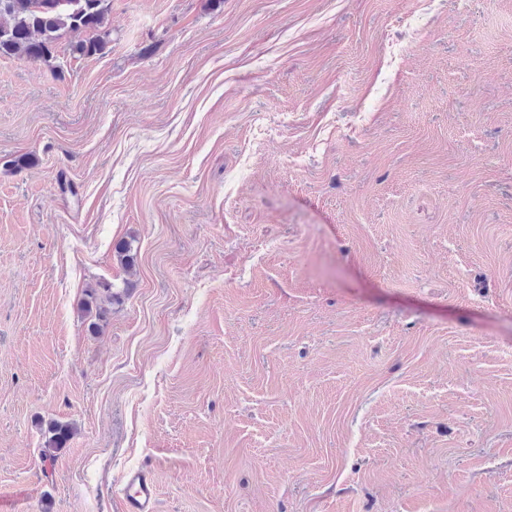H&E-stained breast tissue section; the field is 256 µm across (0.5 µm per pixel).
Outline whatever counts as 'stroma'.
Here are the masks:
<instances>
[{
    "label": "stroma",
    "mask_w": 512,
    "mask_h": 512,
    "mask_svg": "<svg viewBox=\"0 0 512 512\" xmlns=\"http://www.w3.org/2000/svg\"><path fill=\"white\" fill-rule=\"evenodd\" d=\"M111 17L0 58L6 512H512V0ZM75 432L76 429L71 424H63L58 422L53 423L48 429L50 436L45 441V456H53L50 452V449L62 448V446L72 438ZM119 512H156L157 488L151 472L138 469L129 472L120 490Z\"/></svg>",
    "instance_id": "35a3bbf8"
}]
</instances>
